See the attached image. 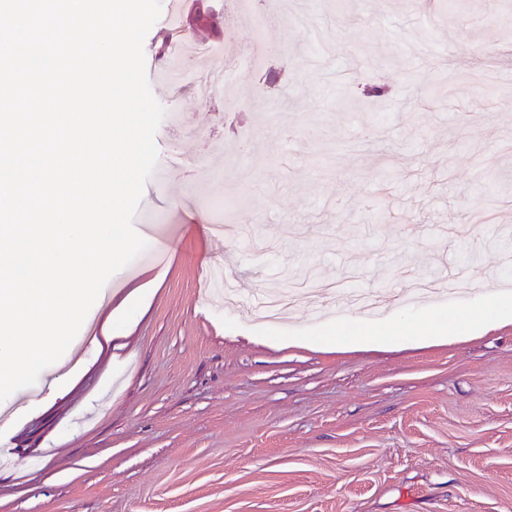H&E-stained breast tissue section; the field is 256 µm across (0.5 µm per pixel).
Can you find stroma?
Wrapping results in <instances>:
<instances>
[{"label": "stroma", "instance_id": "35a3bbf8", "mask_svg": "<svg viewBox=\"0 0 512 512\" xmlns=\"http://www.w3.org/2000/svg\"><path fill=\"white\" fill-rule=\"evenodd\" d=\"M292 2L233 112L145 47L169 164L144 238L168 247L113 275L79 361L0 402V512H512V324L336 351L269 342L334 314L255 313L308 281L344 309L433 272L512 282V12ZM216 7L230 58L251 21ZM232 140L249 160L225 161ZM479 212L496 218L453 235Z\"/></svg>", "mask_w": 512, "mask_h": 512}]
</instances>
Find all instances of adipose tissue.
<instances>
[{"label":"adipose tissue","mask_w":512,"mask_h":512,"mask_svg":"<svg viewBox=\"0 0 512 512\" xmlns=\"http://www.w3.org/2000/svg\"><path fill=\"white\" fill-rule=\"evenodd\" d=\"M512 323V292L503 290L486 296L465 309L451 308L427 314L403 316L358 332H348L344 322L322 336L321 342L330 347L372 346L405 342L421 336L458 338L486 332Z\"/></svg>","instance_id":"adipose-tissue-1"}]
</instances>
